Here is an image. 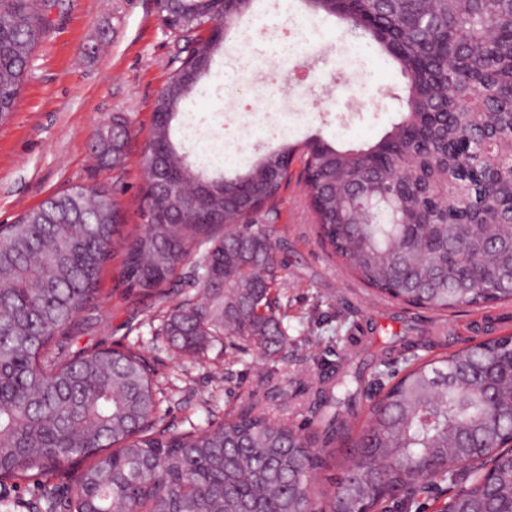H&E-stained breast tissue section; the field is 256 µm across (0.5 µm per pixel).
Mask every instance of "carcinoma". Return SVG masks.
Instances as JSON below:
<instances>
[{
  "label": "carcinoma",
  "mask_w": 512,
  "mask_h": 512,
  "mask_svg": "<svg viewBox=\"0 0 512 512\" xmlns=\"http://www.w3.org/2000/svg\"><path fill=\"white\" fill-rule=\"evenodd\" d=\"M255 0H154L178 26L181 80L155 102L142 146L143 229L128 234L112 190L71 186L0 226V485L86 462L65 512H512V334L440 357L403 344L405 366L357 411L362 363L317 390L326 412L303 428L249 404L207 429L156 427L150 370L131 349L69 355L68 329L122 256L128 292L167 302L197 253L201 298L163 311L167 336L195 356L222 337L263 354L288 347L272 291L283 267L270 224L297 152L323 245L381 299L440 317L512 303V0H302L374 47L405 79L400 118L357 148L282 141L232 172L209 173L175 136L185 102L224 52L197 29L225 27ZM49 0H0V122L15 111ZM132 122L97 131L91 153L115 166ZM345 476L313 489L341 450Z\"/></svg>",
  "instance_id": "cac0c4a2"
}]
</instances>
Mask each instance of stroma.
<instances>
[{
    "mask_svg": "<svg viewBox=\"0 0 512 512\" xmlns=\"http://www.w3.org/2000/svg\"><path fill=\"white\" fill-rule=\"evenodd\" d=\"M255 15L261 25L242 23L252 31L249 45L241 44L239 29L227 30L224 54L201 93L183 106L192 160L231 170L284 138L357 147L378 140L397 119L402 76L372 49L355 48L335 18L307 15L298 5L285 10L281 0H257ZM287 35L303 40L300 56H281ZM176 51L154 0H58L17 109L0 122V224L67 187L105 185L115 188L129 229L142 228L141 146ZM116 112L132 118L136 136L120 164L102 168L88 145ZM293 170L276 212L256 217L282 231L287 349L267 357L217 341L197 356L178 353L158 303L124 296L117 258L104 270L99 300L81 312L65 343L71 351L136 347L152 369L161 423L171 432L204 428L250 400L273 417L308 424L316 386L350 356V338L360 328L373 326L385 340L426 326L397 304L353 295L355 279L316 237L301 163ZM74 485L62 472L1 487L0 512H43L45 494L62 498Z\"/></svg>",
    "mask_w": 512,
    "mask_h": 512,
    "instance_id": "stroma-1",
    "label": "stroma"
}]
</instances>
